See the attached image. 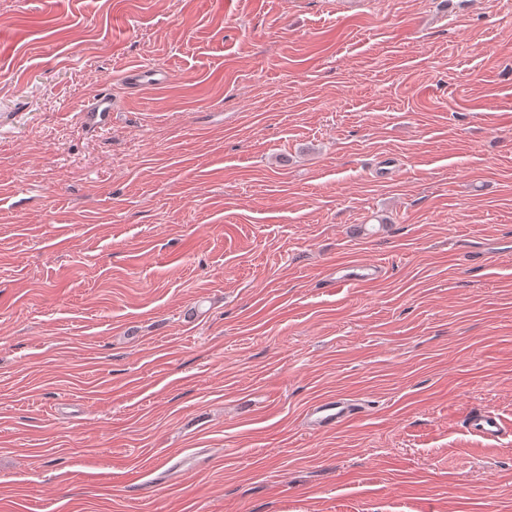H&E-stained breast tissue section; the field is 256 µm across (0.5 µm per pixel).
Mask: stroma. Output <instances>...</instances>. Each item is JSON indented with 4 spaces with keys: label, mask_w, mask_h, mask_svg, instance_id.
Masks as SVG:
<instances>
[{
    "label": "stroma",
    "mask_w": 512,
    "mask_h": 512,
    "mask_svg": "<svg viewBox=\"0 0 512 512\" xmlns=\"http://www.w3.org/2000/svg\"><path fill=\"white\" fill-rule=\"evenodd\" d=\"M479 408L512 424V0H0V512H512ZM161 75L157 70L148 66H133L124 72V80L132 89H139L147 85L159 83L162 78H157ZM115 102L112 90L108 86L98 89L90 98L89 103L81 111L83 123L89 129H103L112 125V112ZM381 266L377 263H362L351 266H336V271L330 273V279L336 287H348L374 280ZM362 403L348 398H329L312 404L305 413L306 429L323 433L338 429L359 416ZM465 427L470 434L488 440L498 439L509 429L498 413L483 409L469 412Z\"/></svg>",
    "instance_id": "stroma-1"
}]
</instances>
